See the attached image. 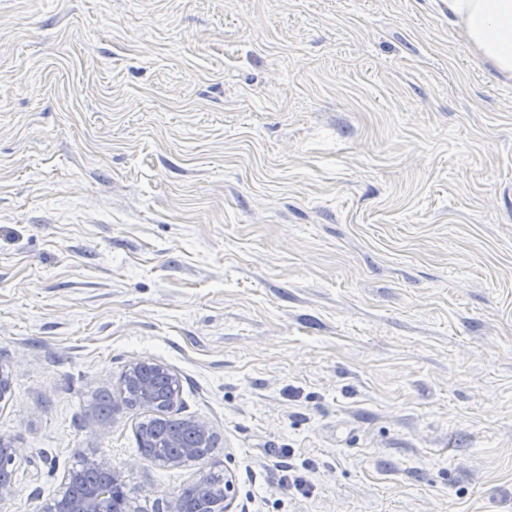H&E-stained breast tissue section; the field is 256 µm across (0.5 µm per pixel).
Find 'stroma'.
<instances>
[{
	"instance_id": "1",
	"label": "stroma",
	"mask_w": 512,
	"mask_h": 512,
	"mask_svg": "<svg viewBox=\"0 0 512 512\" xmlns=\"http://www.w3.org/2000/svg\"><path fill=\"white\" fill-rule=\"evenodd\" d=\"M136 360L208 463L88 427ZM0 368V512L94 452L144 512H512V76L447 0H0ZM185 422V427L193 437L196 438L201 444L210 442L214 436V430L209 422L197 417H188L182 419ZM217 439L214 438L212 443H208L202 448H199L196 455L190 459L192 461H200L208 457L216 448ZM191 461V462H192ZM137 450L144 458L149 460L153 459V454L151 449L148 447V444L140 438H137ZM193 451L194 448L186 447L183 448L179 455H168L163 453L156 456L152 461L163 467L177 468L184 463L185 458L188 455H191ZM234 499V483L231 477L224 474V486L202 483L198 487L196 510L198 512H220L213 509L221 505V511L230 512Z\"/></svg>"
}]
</instances>
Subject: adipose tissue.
I'll return each mask as SVG.
<instances>
[{"label":"adipose tissue","mask_w":512,"mask_h":512,"mask_svg":"<svg viewBox=\"0 0 512 512\" xmlns=\"http://www.w3.org/2000/svg\"><path fill=\"white\" fill-rule=\"evenodd\" d=\"M448 14L483 58L512 74V0H448Z\"/></svg>","instance_id":"1"}]
</instances>
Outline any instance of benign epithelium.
Masks as SVG:
<instances>
[{"label": "benign epithelium", "instance_id": "7a95c632", "mask_svg": "<svg viewBox=\"0 0 512 512\" xmlns=\"http://www.w3.org/2000/svg\"><path fill=\"white\" fill-rule=\"evenodd\" d=\"M142 362L134 361L127 365L120 377V387H131L141 392L144 398L150 399L154 395V386L151 379L143 376ZM151 372L157 377L164 378L172 386L169 406H174L178 396V389L174 384L178 382L177 375L168 367L153 363ZM185 427L199 442L206 444L214 436V430L209 422L197 418L184 419ZM193 453V448L186 447L179 455L160 454L153 462L168 468H177L184 463L185 458ZM119 484V474L112 465L109 456L93 453L82 460L79 469L68 472L62 491L42 505L41 512H99L100 502L104 498L112 497V487ZM234 499V483L231 477L224 476L221 486L202 483L198 487L197 512H212L213 507L221 506L222 512H231Z\"/></svg>", "mask_w": 512, "mask_h": 512}]
</instances>
